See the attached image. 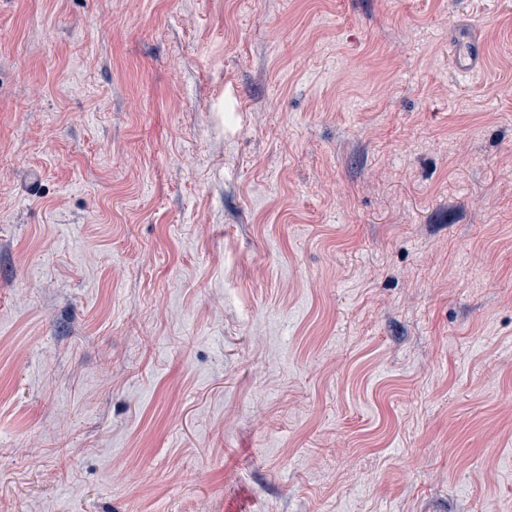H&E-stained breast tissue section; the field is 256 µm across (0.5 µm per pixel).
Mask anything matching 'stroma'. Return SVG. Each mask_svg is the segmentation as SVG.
<instances>
[{
    "instance_id": "stroma-1",
    "label": "stroma",
    "mask_w": 512,
    "mask_h": 512,
    "mask_svg": "<svg viewBox=\"0 0 512 512\" xmlns=\"http://www.w3.org/2000/svg\"><path fill=\"white\" fill-rule=\"evenodd\" d=\"M0 512H512V0H0ZM480 55L474 34L468 30L457 32L454 38L453 68L460 73L470 72L479 63Z\"/></svg>"
}]
</instances>
